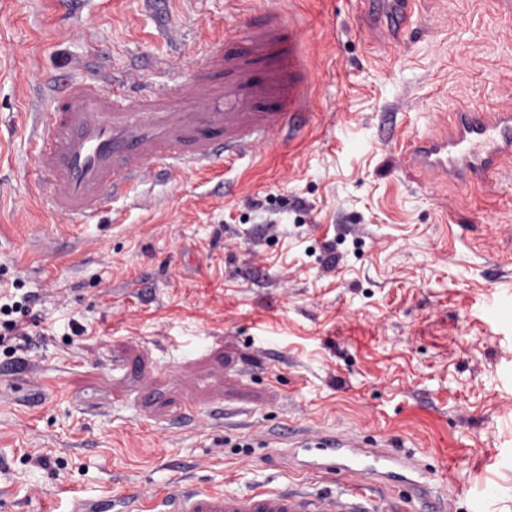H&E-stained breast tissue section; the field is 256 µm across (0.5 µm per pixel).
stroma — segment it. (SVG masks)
I'll list each match as a JSON object with an SVG mask.
<instances>
[{
	"mask_svg": "<svg viewBox=\"0 0 512 512\" xmlns=\"http://www.w3.org/2000/svg\"><path fill=\"white\" fill-rule=\"evenodd\" d=\"M275 9L0 0V287L40 319L24 368L0 346V512L283 488L305 473L270 440L308 430L415 452L452 512H512V176L433 192L399 160L449 104L512 110L497 0H418L391 59L354 0H292L315 88L298 138L92 219L47 203L28 148L56 79L161 92Z\"/></svg>",
	"mask_w": 512,
	"mask_h": 512,
	"instance_id": "obj_1",
	"label": "stroma"
}]
</instances>
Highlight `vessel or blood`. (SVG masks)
Returning <instances> with one entry per match:
<instances>
[{"mask_svg": "<svg viewBox=\"0 0 512 512\" xmlns=\"http://www.w3.org/2000/svg\"><path fill=\"white\" fill-rule=\"evenodd\" d=\"M416 0H356L363 25L380 22V49L393 55L411 26ZM299 23L257 26L241 22L233 38L248 51H217L203 74L162 93L130 98L124 83H65L32 132L33 167L47 178L54 212L88 217L109 199L128 194L174 163L205 168L215 158L241 159L308 115L310 60L297 36ZM426 132L410 136L401 162L434 189L483 183L512 159V111L454 106ZM293 458L327 480L317 491L229 492L177 489L176 512H405L406 499L425 512H448L419 481L413 455L338 434L289 437Z\"/></svg>", "mask_w": 512, "mask_h": 512, "instance_id": "vessel-or-blood-1", "label": "vessel or blood"}]
</instances>
